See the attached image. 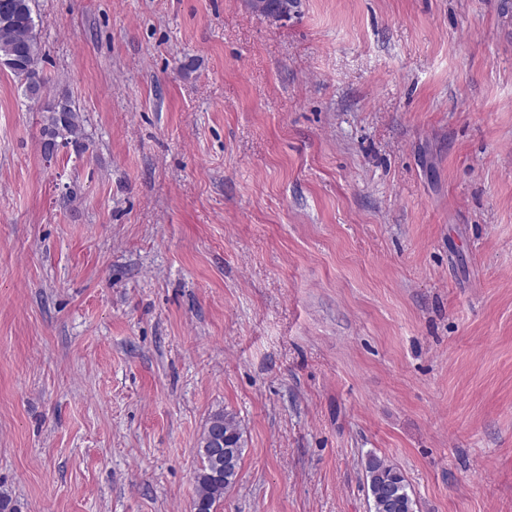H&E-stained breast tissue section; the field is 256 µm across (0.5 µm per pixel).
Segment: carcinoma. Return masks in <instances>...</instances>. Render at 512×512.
Returning a JSON list of instances; mask_svg holds the SVG:
<instances>
[{
	"instance_id": "carcinoma-1",
	"label": "carcinoma",
	"mask_w": 512,
	"mask_h": 512,
	"mask_svg": "<svg viewBox=\"0 0 512 512\" xmlns=\"http://www.w3.org/2000/svg\"><path fill=\"white\" fill-rule=\"evenodd\" d=\"M32 0H0V60L10 59V72L19 80L25 97L45 112L41 149L72 147L78 154L89 150L83 118L66 93L43 102L47 80L39 68L41 45L34 32ZM220 431L224 447L215 455L209 433L198 445L194 482V512H219L224 493L237 482L243 459V429L237 415L226 409L214 413L207 423ZM364 472L371 512H415V500L402 472L370 453Z\"/></svg>"
}]
</instances>
